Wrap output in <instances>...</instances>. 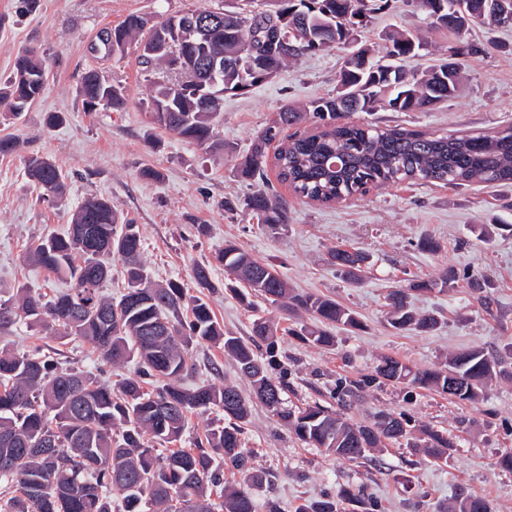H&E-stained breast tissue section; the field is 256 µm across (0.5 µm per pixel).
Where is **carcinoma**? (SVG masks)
<instances>
[{"instance_id":"1","label":"carcinoma","mask_w":512,"mask_h":512,"mask_svg":"<svg viewBox=\"0 0 512 512\" xmlns=\"http://www.w3.org/2000/svg\"><path fill=\"white\" fill-rule=\"evenodd\" d=\"M390 0H266V8L229 12L232 17L208 27L209 53L224 56V72L217 91L244 95L275 78L288 61L299 57L280 48H265L268 29L279 25L295 40L326 51L337 45L351 47L340 73L334 97L309 101L303 108H285L257 135L251 152L234 167L236 175L257 189L240 202L226 201L224 208L242 206L260 224L289 223L288 201L269 188L266 150L281 140L282 132L310 120L320 131L294 136L274 153L280 182L298 197L321 204L363 196L373 187L398 181L439 183L454 187L512 183V126L493 135L427 134L404 127L381 128L341 123L347 112H372L385 107L394 112L424 111L455 95L461 80V63L443 58L428 71H416L410 62L423 49L414 35L392 36L385 64L374 62L370 50L356 45V29L386 8ZM433 24L461 35L473 23L499 25L497 14H512V0H409ZM172 15L145 28L139 15H130L111 28L123 36L117 49L135 42L142 63L163 64L148 48L160 34L172 30ZM188 71L181 79L159 82L152 95V118L165 131L200 146L213 144L218 115L199 106L208 91L194 49L174 42ZM46 81L42 63L32 53L16 58L14 73L0 98L20 115L41 96ZM80 94L88 106L118 104L119 91L102 75L89 70ZM168 99V112L158 111ZM28 175L46 192L60 194L64 179L50 159L33 155ZM124 269V291L119 299L102 294L112 275V257ZM330 264L340 277L356 283L370 264L368 254L334 248ZM23 259L52 272L70 287L47 299L25 287L0 299V327L18 322L58 339L76 336L93 345L113 365L136 361L135 375L114 393L82 371L64 369L52 356L0 349V485L10 497H0V512H281L273 499L258 504L252 489L260 475L249 471L251 451L243 445V425L250 415L249 402L234 386L181 385L187 370L185 353L192 343L224 347L252 387L253 398L287 427L288 432L338 459L356 462L366 453L383 450L388 441H405V447L435 462H448L455 442L444 433L425 427L410 429L403 413L379 412L367 424H354L319 403L297 411L285 406L286 385L273 380L254 347L266 344L274 358L275 334L269 321L256 318L248 339L224 332L209 304L189 296L183 284L152 281L143 260V238L138 225L118 223L112 203L92 197L72 213L66 232L49 236L24 253ZM216 261L227 274L224 287L246 307L258 293L272 305L291 313L303 312L323 327L302 325L292 335L317 347L335 345L332 329L362 328L356 313L335 300L314 293H299L278 271L259 261L233 242L224 244ZM198 287H215L211 265L193 269ZM458 275L446 271L439 279L416 281L389 293L387 324L396 331H433L438 319L420 314L409 302L410 292L454 287ZM512 342L503 356L482 349L448 355L443 367L413 370L401 360L382 357L371 373L359 379H342L337 400L347 405L366 389L387 382L433 390L459 402H473L493 379L512 380ZM213 407L224 411L228 422L206 425L195 448H170L185 429L188 416L203 415ZM245 473L243 482L224 485L222 502L211 500L209 486L221 481L217 461ZM380 512L378 501L350 488L335 496L302 504L296 512ZM490 512L487 500L471 493L457 494L450 510Z\"/></svg>"}]
</instances>
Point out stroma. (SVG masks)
I'll return each instance as SVG.
<instances>
[{
    "mask_svg": "<svg viewBox=\"0 0 512 512\" xmlns=\"http://www.w3.org/2000/svg\"><path fill=\"white\" fill-rule=\"evenodd\" d=\"M223 5L224 0H37L27 12L19 0H0V88L12 75L16 57L28 51L42 61L47 74L41 98L21 115L12 116L0 102V137L16 143L14 151L0 154V295L10 296L19 286L48 295L62 289L54 274L24 263L23 253L49 234L65 232L78 203L98 196L109 199L119 217L139 225L154 281H181L189 294L204 297L225 330L236 336H247L258 315L277 325L278 348L268 373L287 380L289 407L329 402L338 378L369 373L384 355L425 370L439 368L451 352L481 348L502 353L512 342V236L496 234L485 243L477 227L512 224V185L456 188L404 181L323 205L294 199L270 166L267 177L288 201L289 224L273 230L247 211H225V201L244 199L252 191L248 181L235 177L234 165L283 107L335 95L345 49L301 56L249 94L225 96L216 124L218 147L187 142L152 122L151 95L164 69L142 64L133 44L107 52L101 33L130 14L154 24L169 15ZM401 30L428 43L413 62L420 70L458 42L453 31L434 27L405 0H390L389 9L362 28L359 38L382 54L390 35ZM467 38L481 50L462 56V79L448 101L429 112H353L348 122L457 135L492 134L511 125L512 27L476 24ZM90 69L122 92V105L85 107L80 85ZM52 112L63 120L50 128L45 118ZM35 154L61 170L67 188L63 198H42L28 178L27 160ZM145 166L157 169L159 180L140 179ZM199 224L207 225L206 236H197ZM426 238L435 239L439 250H422ZM228 240L273 265L293 288L329 296L354 310L363 330L336 331V344L329 349L307 345L289 334L299 327L298 318L263 297H255L249 309L225 292L222 267L213 269V289L197 288L193 266L212 260ZM337 246L369 255L371 264L360 283L344 282L329 266L328 252ZM448 269L484 276L491 305H481L477 292L460 282L445 292L415 296L417 309L439 316L435 331L398 332L387 325L392 289L412 279L438 278ZM1 347L37 349L62 366L103 380L135 371L131 363L117 367L104 361L77 337L56 339L22 323L0 329ZM187 361L193 371L185 385L223 383L250 391L248 380L219 348L191 345ZM382 410L407 413L452 437L456 446L447 464L435 465L396 442L376 463L339 461L299 441L257 403L244 434L254 453L251 466L262 477L254 491L257 501L275 498L283 512H294L300 504L348 487L377 498L382 512H439L452 506L461 487L488 500L493 512H512V472L498 464L501 453L512 448V381H490L472 404L427 389L386 384L369 389L348 415L365 422Z\"/></svg>",
    "mask_w": 512,
    "mask_h": 512,
    "instance_id": "35a3bbf8",
    "label": "stroma"
}]
</instances>
